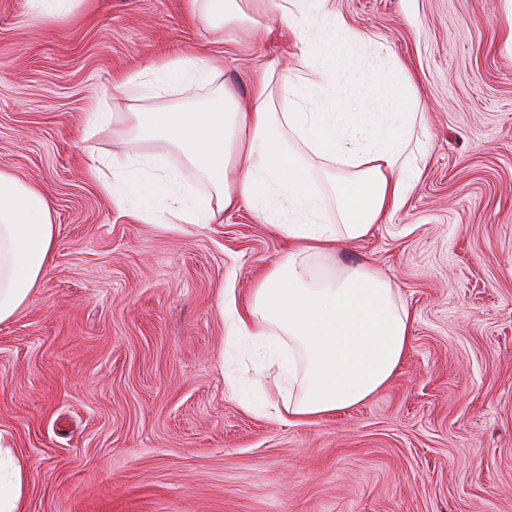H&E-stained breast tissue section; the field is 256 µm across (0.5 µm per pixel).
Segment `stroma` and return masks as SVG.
<instances>
[{"label": "stroma", "mask_w": 512, "mask_h": 512, "mask_svg": "<svg viewBox=\"0 0 512 512\" xmlns=\"http://www.w3.org/2000/svg\"><path fill=\"white\" fill-rule=\"evenodd\" d=\"M365 32L373 103L429 114L413 193L336 253L384 271L414 316L389 385L311 425L243 406L221 291L247 299L287 248L247 208L142 224L88 179L84 122L130 72L194 52L243 78L296 38L206 33L191 0H77L50 22L0 0V169L54 206L51 266L0 323V444L25 512H512V0H327Z\"/></svg>", "instance_id": "1"}]
</instances>
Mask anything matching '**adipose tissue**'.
Returning a JSON list of instances; mask_svg holds the SVG:
<instances>
[{
  "label": "adipose tissue",
  "mask_w": 512,
  "mask_h": 512,
  "mask_svg": "<svg viewBox=\"0 0 512 512\" xmlns=\"http://www.w3.org/2000/svg\"><path fill=\"white\" fill-rule=\"evenodd\" d=\"M199 23L215 35L259 26L258 0H192ZM325 0H278L284 39L301 26L302 57L321 60L293 72L269 59L250 79V106L205 57L185 53L125 76L121 99L96 105L84 135L104 124L113 135L162 142L159 152L92 156L88 172L123 214L147 224H212L247 206L288 241L239 304L222 292L228 336L270 370L269 382L231 384L232 395L278 421L310 424L377 394L407 353L413 317L390 278L367 263L335 264L336 249L365 238L405 203L420 177L428 116L400 87L389 108L346 111L336 95L367 37ZM203 106L174 107L171 89ZM177 155L172 166L169 155ZM192 170L188 186L183 170ZM55 246L53 203L33 183L0 169V323L39 288ZM26 468L0 446V512H23Z\"/></svg>",
  "instance_id": "ef3b65f1"
}]
</instances>
